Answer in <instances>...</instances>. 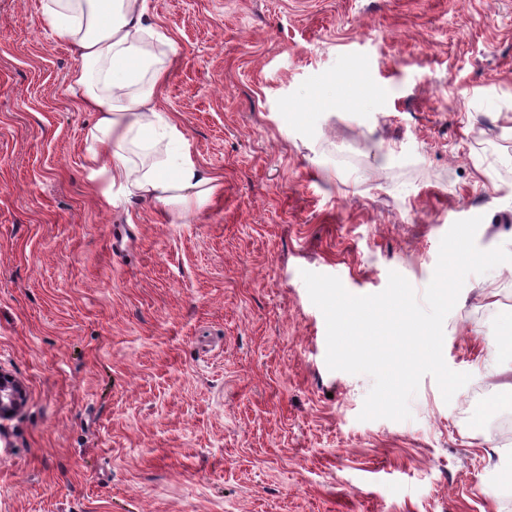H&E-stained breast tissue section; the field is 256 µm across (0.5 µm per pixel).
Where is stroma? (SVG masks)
<instances>
[{
    "label": "stroma",
    "instance_id": "35a3bbf8",
    "mask_svg": "<svg viewBox=\"0 0 512 512\" xmlns=\"http://www.w3.org/2000/svg\"><path fill=\"white\" fill-rule=\"evenodd\" d=\"M159 98L224 185L184 223L85 165L93 113L41 0H0V512H512V262L470 275L411 419L360 420L302 271L423 294L441 238L512 241V0H146ZM22 399L21 386L0 372V418L12 415L20 407Z\"/></svg>",
    "mask_w": 512,
    "mask_h": 512
}]
</instances>
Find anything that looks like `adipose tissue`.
<instances>
[{
	"mask_svg": "<svg viewBox=\"0 0 512 512\" xmlns=\"http://www.w3.org/2000/svg\"><path fill=\"white\" fill-rule=\"evenodd\" d=\"M42 10L81 61L71 80L82 108L96 115L87 133L91 173L175 220L208 202L223 179L193 158L178 114L158 107L168 71L157 50L172 41L146 17L145 0H44ZM149 134L174 148L162 163L134 165L126 146Z\"/></svg>",
	"mask_w": 512,
	"mask_h": 512,
	"instance_id": "1",
	"label": "adipose tissue"
}]
</instances>
